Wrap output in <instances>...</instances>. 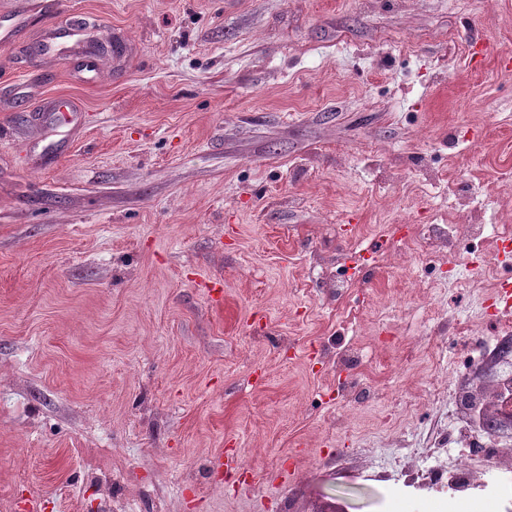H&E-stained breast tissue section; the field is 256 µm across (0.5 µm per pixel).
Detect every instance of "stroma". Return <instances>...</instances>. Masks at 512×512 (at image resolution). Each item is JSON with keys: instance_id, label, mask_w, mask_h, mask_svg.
I'll use <instances>...</instances> for the list:
<instances>
[{"instance_id": "obj_1", "label": "stroma", "mask_w": 512, "mask_h": 512, "mask_svg": "<svg viewBox=\"0 0 512 512\" xmlns=\"http://www.w3.org/2000/svg\"><path fill=\"white\" fill-rule=\"evenodd\" d=\"M38 2L0 0V512H384L496 331L448 188L512 224V0ZM76 15L128 52L49 47Z\"/></svg>"}]
</instances>
